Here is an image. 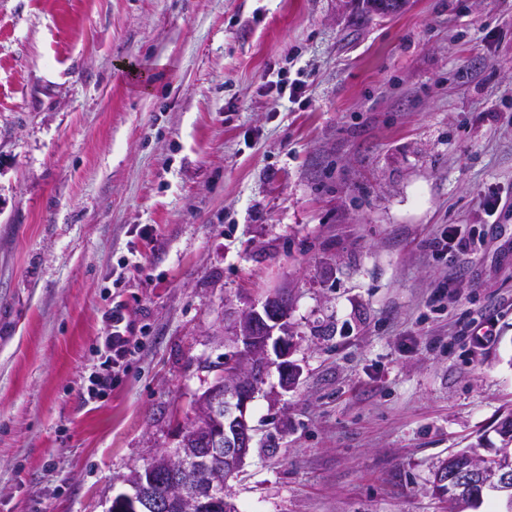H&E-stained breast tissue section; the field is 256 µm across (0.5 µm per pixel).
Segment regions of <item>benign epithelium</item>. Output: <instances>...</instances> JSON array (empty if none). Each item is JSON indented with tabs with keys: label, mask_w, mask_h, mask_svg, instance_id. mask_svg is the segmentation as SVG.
<instances>
[{
	"label": "benign epithelium",
	"mask_w": 512,
	"mask_h": 512,
	"mask_svg": "<svg viewBox=\"0 0 512 512\" xmlns=\"http://www.w3.org/2000/svg\"><path fill=\"white\" fill-rule=\"evenodd\" d=\"M287 316V298L282 292L255 302L240 315L233 336L239 348L238 358L198 397L193 419L179 431L175 445L161 449L138 469L140 492L113 497L108 512H145L147 507L153 512H238V506L223 488L238 475L251 448L248 405L273 364L270 354L279 360L285 385L292 384L298 375L294 364L288 361V341L273 338L275 329H284ZM213 457L224 461L222 471L204 481H193L194 473L207 467ZM490 460L487 455H475L471 466L461 473L450 455L437 467L433 487L440 492L448 480L455 478L459 483L458 497L468 500L477 482H508L512 471ZM157 477L168 479L166 492L148 503L144 492Z\"/></svg>",
	"instance_id": "1"
}]
</instances>
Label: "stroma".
<instances>
[{"instance_id":"35a3bbf8","label":"stroma","mask_w":512,"mask_h":512,"mask_svg":"<svg viewBox=\"0 0 512 512\" xmlns=\"http://www.w3.org/2000/svg\"><path fill=\"white\" fill-rule=\"evenodd\" d=\"M281 290L240 512H444L512 410V0H0V512H107ZM111 332L109 336H106L104 347L107 353L106 359L103 365L107 368L112 367L119 370L123 365L127 356L131 353V336H128L130 331L125 317L122 313L121 306L112 307V312L109 316ZM272 349L277 359L280 360L278 368L281 380L288 387L296 380L298 375L294 364L288 361V341L285 338L278 337L272 342Z\"/></svg>"}]
</instances>
